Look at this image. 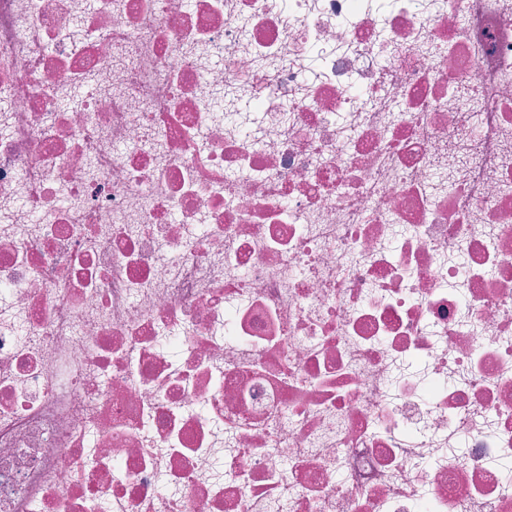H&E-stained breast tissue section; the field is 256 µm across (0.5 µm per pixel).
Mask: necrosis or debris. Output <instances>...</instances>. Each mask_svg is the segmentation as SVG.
<instances>
[{"label":"necrosis or debris","mask_w":512,"mask_h":512,"mask_svg":"<svg viewBox=\"0 0 512 512\" xmlns=\"http://www.w3.org/2000/svg\"><path fill=\"white\" fill-rule=\"evenodd\" d=\"M512 0H0V512H512Z\"/></svg>","instance_id":"4bbe7bcc"}]
</instances>
